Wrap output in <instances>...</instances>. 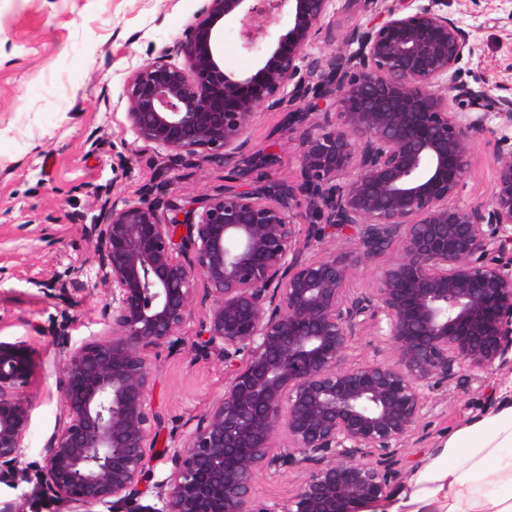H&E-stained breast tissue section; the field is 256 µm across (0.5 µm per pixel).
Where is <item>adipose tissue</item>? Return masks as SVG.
<instances>
[{
  "label": "adipose tissue",
  "instance_id": "obj_1",
  "mask_svg": "<svg viewBox=\"0 0 512 512\" xmlns=\"http://www.w3.org/2000/svg\"><path fill=\"white\" fill-rule=\"evenodd\" d=\"M365 512H512V384L403 489Z\"/></svg>",
  "mask_w": 512,
  "mask_h": 512
}]
</instances>
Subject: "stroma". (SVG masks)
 Returning a JSON list of instances; mask_svg holds the SVG:
<instances>
[{
  "mask_svg": "<svg viewBox=\"0 0 512 512\" xmlns=\"http://www.w3.org/2000/svg\"><path fill=\"white\" fill-rule=\"evenodd\" d=\"M448 13L468 33L462 79L469 87L512 96V0H447ZM201 0H0V339L25 340L33 353V377L22 394L30 408L23 475L0 480V503L16 512H67L39 493L31 479L63 404L57 391L60 365L51 338L66 327L73 341L100 335L109 285L95 260L90 225L101 223L105 204L148 202L146 188L164 162L163 150L138 140L126 118L130 73L172 47L192 22ZM369 12L360 0L339 12L330 40L309 57L329 60L346 51L355 25ZM301 126L283 109H265L245 136L253 150L273 155L271 175L284 182L301 175ZM512 137V123L488 116L474 143L460 203L490 197L495 163L492 143ZM130 157L118 169V156ZM224 167L203 163L172 172L169 192L189 201L219 192ZM66 287V300L54 294ZM204 316L178 330L181 352L159 353L152 396L164 417L160 447H171L170 429L185 428L224 394L222 361L195 356L191 344ZM512 371L484 384L453 379L425 390L430 407L408 437L403 480L444 448L454 431L484 412L486 396H499Z\"/></svg>",
  "mask_w": 512,
  "mask_h": 512,
  "instance_id": "35a3bbf8",
  "label": "stroma"
}]
</instances>
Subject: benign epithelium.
Instances as JSON below:
<instances>
[{
  "label": "benign epithelium",
  "mask_w": 512,
  "mask_h": 512,
  "mask_svg": "<svg viewBox=\"0 0 512 512\" xmlns=\"http://www.w3.org/2000/svg\"><path fill=\"white\" fill-rule=\"evenodd\" d=\"M353 2L203 0L183 38L128 76L130 127L167 167L148 187L153 203L114 204L95 225L110 284L103 333L79 344L52 333L63 416L42 449L41 490L73 512H362L402 478L424 388L456 371L482 382L512 370L511 138L493 144L489 201L458 202L482 116L512 122V98L463 82L469 36L444 0H366L376 17L348 53L308 59ZM285 9L291 25L255 72H225L223 28L254 49ZM460 101L481 115L456 111ZM324 102L335 123L310 122ZM259 107L309 124L298 182L226 181L211 197L167 198L166 172L246 156ZM301 203L309 241L350 229L356 250L302 256ZM391 250L375 286L354 292L353 268ZM199 277L206 313L193 351L224 362V396L158 451L152 356L182 350L175 332L192 318ZM368 320L394 358L350 366L351 336ZM32 369L28 342L0 340V479L18 470ZM291 470L304 476L287 500L252 496L258 474ZM148 496L160 506L142 504Z\"/></svg>",
  "instance_id": "obj_1"
}]
</instances>
